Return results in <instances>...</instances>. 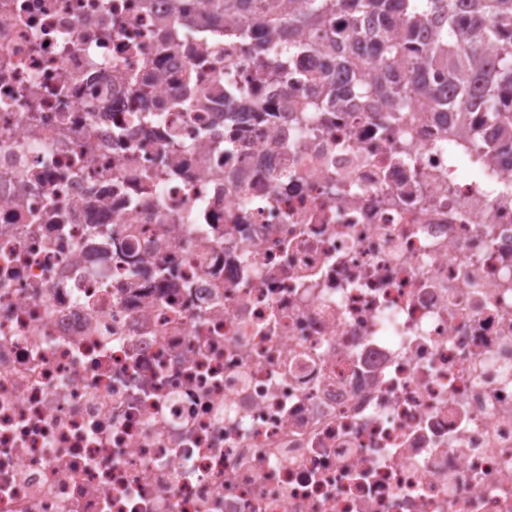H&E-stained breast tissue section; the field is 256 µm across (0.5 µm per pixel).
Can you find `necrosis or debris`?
<instances>
[{
  "label": "necrosis or debris",
  "instance_id": "necrosis-or-debris-1",
  "mask_svg": "<svg viewBox=\"0 0 512 512\" xmlns=\"http://www.w3.org/2000/svg\"><path fill=\"white\" fill-rule=\"evenodd\" d=\"M327 63L0 0V512H512L505 137Z\"/></svg>",
  "mask_w": 512,
  "mask_h": 512
}]
</instances>
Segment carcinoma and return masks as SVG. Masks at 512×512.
<instances>
[{"instance_id":"cac0c4a2","label":"carcinoma","mask_w":512,"mask_h":512,"mask_svg":"<svg viewBox=\"0 0 512 512\" xmlns=\"http://www.w3.org/2000/svg\"><path fill=\"white\" fill-rule=\"evenodd\" d=\"M207 16L234 19L241 34L260 30L254 40L263 78L288 81L292 47L272 34L284 29L317 34L338 47L364 33L370 56L336 63V70L354 74L357 93L384 99L393 111L410 102L482 112L512 136V0H200ZM345 14L346 27L332 25ZM375 72L369 85L357 76L365 66ZM448 71V80L431 85L429 68Z\"/></svg>"}]
</instances>
